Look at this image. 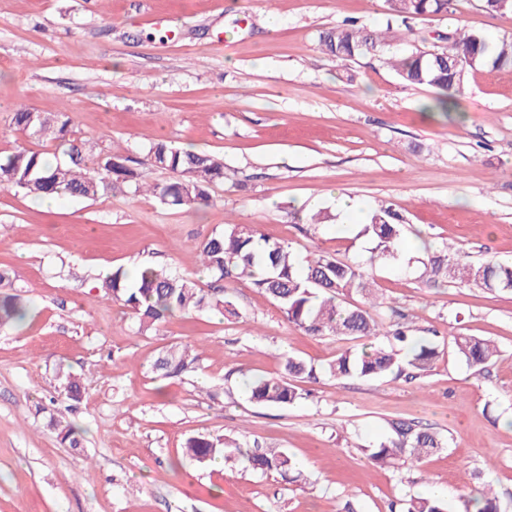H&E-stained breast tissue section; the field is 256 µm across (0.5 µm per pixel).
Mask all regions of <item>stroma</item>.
<instances>
[{"mask_svg": "<svg viewBox=\"0 0 512 512\" xmlns=\"http://www.w3.org/2000/svg\"><path fill=\"white\" fill-rule=\"evenodd\" d=\"M460 3V14L415 20L411 43L392 39L388 54L461 24L512 35V16ZM348 18L385 29V0H0L1 155L16 147L3 128L23 104L68 113L87 164L114 149L141 163L164 140L222 157L226 175L196 210L131 182L51 206L0 190V265L29 303L0 329V512H341L349 500L386 512L436 485L448 512H466L488 486L512 502L511 293L427 288L416 268L379 265L380 297L416 326L500 348L481 374L448 351L408 383L326 374L345 341L304 334L247 281L224 287L239 318L177 314L144 333L96 289L113 269L144 264L212 288L196 247L228 223L301 256H355L370 243L343 230L340 193L363 216L392 205L404 239L512 262V69L471 72L457 110L434 112L436 90L402 81L388 55L323 52L321 34ZM312 210L331 221L305 224ZM186 344L195 371L159 377V354ZM290 353L322 371L299 380L309 397L252 402L251 379L279 374ZM61 369L84 383L77 408L59 393ZM52 416L82 429V448L59 443ZM394 419L432 428L447 448L399 471L372 464L366 450ZM199 433L284 450L302 478L189 459L184 443Z\"/></svg>", "mask_w": 512, "mask_h": 512, "instance_id": "35a3bbf8", "label": "stroma"}]
</instances>
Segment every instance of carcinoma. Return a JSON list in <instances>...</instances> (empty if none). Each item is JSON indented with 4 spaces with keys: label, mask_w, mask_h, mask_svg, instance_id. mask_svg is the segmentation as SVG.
Returning a JSON list of instances; mask_svg holds the SVG:
<instances>
[{
    "label": "carcinoma",
    "mask_w": 512,
    "mask_h": 512,
    "mask_svg": "<svg viewBox=\"0 0 512 512\" xmlns=\"http://www.w3.org/2000/svg\"><path fill=\"white\" fill-rule=\"evenodd\" d=\"M395 22L410 32L409 21L424 16L445 15L456 9L458 0H385ZM443 47L419 49L392 67L399 76L416 85L439 91L437 107L446 112L461 92L469 71L479 67H512V36L490 42L482 34L457 27L448 33ZM324 51L346 61L365 53L386 52V34L370 31L354 21H346L325 31L320 38ZM12 129L23 136L58 141L66 146L68 160L55 164L41 153L20 143L15 150L0 156V188H19L40 196L64 194L94 198L117 179L133 181L163 202L188 209L209 205L210 186L224 179V160L207 153L181 150L166 142L151 144L143 168L128 166L129 158L112 152L96 167L84 163L83 147L69 141L71 118L64 112L44 114L24 106L11 117ZM164 169L175 174L173 181L149 183L151 171ZM404 217L390 204H379L368 222L360 225L358 236L369 239L373 247L364 261H341L322 251H310L304 261L295 258L291 247L265 238L256 227L226 224L224 231L196 247L201 266L219 281H250L267 294L285 319L312 336H337L344 340L365 339L361 349H342L325 368L330 376L342 380H376L387 376L414 381L429 372L445 348L452 349L476 373L485 371L498 356L499 348L490 339L456 333L448 341L439 336H423L407 322V315L391 310L386 317L383 303L374 288L366 266L400 259ZM420 282L428 288L441 283L473 285L489 291L512 293V264L495 261L474 263L457 248H424ZM101 297L130 308L138 321L137 332L148 331L176 314L212 310L227 319L239 316L225 295L208 293L196 282L170 269L146 266L130 275L122 268L101 280ZM359 300L344 304L351 295ZM25 316V305L18 294L0 293V327ZM197 357L187 346H172L161 353L153 369L165 378L181 377L195 368ZM315 377V369L294 355L282 358L277 376L258 377L251 386V399L262 405L286 407L307 398L293 383L297 378ZM60 388L74 401L81 399L79 378L58 372ZM391 434L369 455L379 467L399 469L409 461L442 451L447 439L436 432L406 420L389 423ZM50 427L61 444L81 447L80 431L56 418ZM185 453L198 462L222 455L236 459L248 469L282 476L297 472L295 461L277 448L257 444L243 445L226 438L198 435L187 439ZM388 512H448V504L435 496L413 497L391 502Z\"/></svg>",
    "instance_id": "obj_1"
}]
</instances>
